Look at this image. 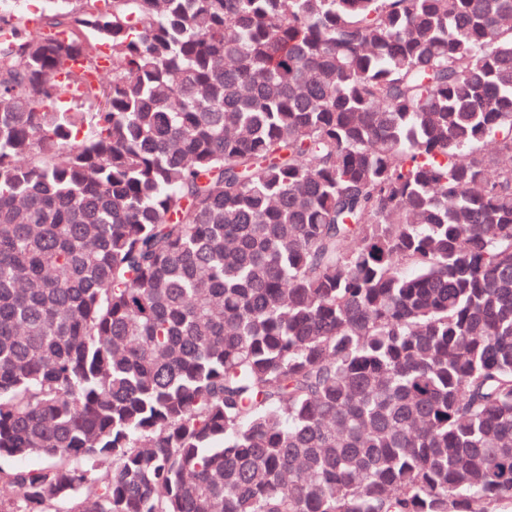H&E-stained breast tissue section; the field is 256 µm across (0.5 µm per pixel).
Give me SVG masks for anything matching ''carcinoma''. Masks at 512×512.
Listing matches in <instances>:
<instances>
[{
	"mask_svg": "<svg viewBox=\"0 0 512 512\" xmlns=\"http://www.w3.org/2000/svg\"><path fill=\"white\" fill-rule=\"evenodd\" d=\"M47 2L0 0V512L512 504V0Z\"/></svg>",
	"mask_w": 512,
	"mask_h": 512,
	"instance_id": "obj_1",
	"label": "carcinoma"
}]
</instances>
